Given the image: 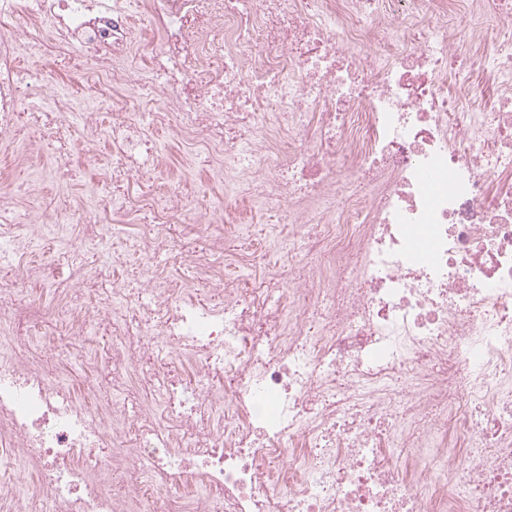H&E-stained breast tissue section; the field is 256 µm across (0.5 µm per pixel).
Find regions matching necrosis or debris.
I'll use <instances>...</instances> for the list:
<instances>
[{"mask_svg":"<svg viewBox=\"0 0 512 512\" xmlns=\"http://www.w3.org/2000/svg\"><path fill=\"white\" fill-rule=\"evenodd\" d=\"M138 7L0 0V141L106 185L0 189V512H512V0ZM25 55L91 65L32 92ZM152 128L293 224L287 271L244 284L222 221L185 237ZM116 228L89 264L31 250ZM161 252L175 271L126 260ZM77 343L109 390L49 359Z\"/></svg>","mask_w":512,"mask_h":512,"instance_id":"1","label":"necrosis or debris"}]
</instances>
